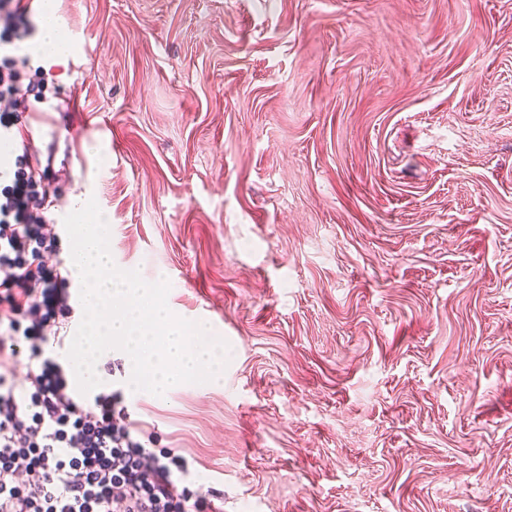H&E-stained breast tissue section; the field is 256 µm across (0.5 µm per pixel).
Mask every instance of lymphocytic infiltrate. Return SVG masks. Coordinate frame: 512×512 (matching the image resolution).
Instances as JSON below:
<instances>
[{
  "label": "lymphocytic infiltrate",
  "instance_id": "lymphocytic-infiltrate-1",
  "mask_svg": "<svg viewBox=\"0 0 512 512\" xmlns=\"http://www.w3.org/2000/svg\"><path fill=\"white\" fill-rule=\"evenodd\" d=\"M29 13L24 0H0V98L11 104L36 79L11 56ZM11 104L0 108L4 132L17 125ZM47 211L31 174L15 171L0 188V512H217L189 488L183 455L133 436L119 394L79 403L65 369L45 357L71 309L67 278L42 259L59 246ZM24 359L32 367L19 400L13 375Z\"/></svg>",
  "mask_w": 512,
  "mask_h": 512
}]
</instances>
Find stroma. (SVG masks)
I'll list each match as a JSON object with an SVG mask.
<instances>
[{"label":"stroma","mask_w":512,"mask_h":512,"mask_svg":"<svg viewBox=\"0 0 512 512\" xmlns=\"http://www.w3.org/2000/svg\"><path fill=\"white\" fill-rule=\"evenodd\" d=\"M23 135L63 219L229 344L133 392L224 512H512V0H53ZM40 47L48 59H53L67 53L57 41L55 20L49 16H46L41 28Z\"/></svg>","instance_id":"stroma-1"}]
</instances>
